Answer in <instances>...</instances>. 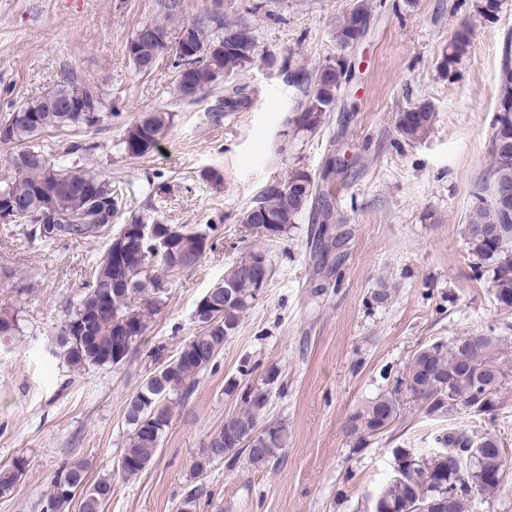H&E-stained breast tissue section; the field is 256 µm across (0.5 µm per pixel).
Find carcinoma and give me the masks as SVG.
I'll list each match as a JSON object with an SVG mask.
<instances>
[{
    "mask_svg": "<svg viewBox=\"0 0 512 512\" xmlns=\"http://www.w3.org/2000/svg\"><path fill=\"white\" fill-rule=\"evenodd\" d=\"M502 0H476V16L490 20L498 15ZM370 18L367 0L339 17L335 28L336 43L345 47L361 35ZM213 22L222 33L211 35L201 22L190 21L192 28L187 59L176 58L175 67H184L180 93L197 94L213 88L223 78L251 66L257 56L255 38L241 42L225 34L244 27L242 23L227 24L213 15ZM471 26L459 27L448 40L439 69L450 78L456 66L471 47ZM160 58L157 45L148 38L137 42L134 66L150 71ZM346 75L340 63H327L317 68L313 90L302 105L298 124L317 128L323 115L336 105ZM72 76L55 84L42 95L15 109L9 121L13 142H23L50 129L92 128L97 125L91 105L104 106L96 88L81 83L80 100L70 98ZM169 115L149 112L129 126L120 146L130 157H144L159 144ZM436 119L434 104L423 99L398 113L396 128L407 141H418L432 130ZM492 165L490 171L491 199L480 201L472 211L461 235L472 260L476 278L488 279L494 300L502 310H512V218L507 217L498 202L501 190L512 192V42L502 49L498 80L497 109L490 132ZM89 146L74 143L67 148L69 164L57 166L43 154L22 150L12 158L14 175L0 184L1 197H14L29 203L33 209L51 204L58 227L66 230L64 237L92 240L111 227L102 209L113 207L118 213L122 191L113 185L112 177L87 171L81 165L82 153ZM304 185L296 193L274 188L264 189L256 204L248 210L243 224L258 238L234 264L224 271V278L206 291L220 303L216 312L194 314L200 330L183 345L178 354L165 359L164 349H153L150 356L159 366L130 397L125 419L130 427L127 443L119 462L125 476H137L155 460L162 438L172 417L171 397L187 399L198 383V377L224 348L246 311L256 297L255 283L243 277V270L260 263L272 268L268 245L296 228V221L309 207L312 198L327 201L324 192L316 193L310 173L296 170L279 182L286 188L291 181ZM159 236L168 243L166 249L154 251L148 243L134 242L123 251L108 244L97 261L91 281L70 307L54 345V354L64 364L78 370L91 367L120 366L126 363L144 341L152 319L166 304L168 282L159 275L148 274L156 267L164 273L181 272L201 262L214 243L203 232L185 225L161 224ZM19 333L17 318L0 317V346L11 342ZM498 336H463L449 343L437 342L418 350L407 368L386 390L368 401L350 418L348 430L358 447L386 433L413 404L428 416L443 417L458 409L476 416H493L498 409V395L506 374L499 355ZM279 373L268 369L257 385L239 389L235 380L228 381L225 391L237 394L241 406L225 417L224 425L208 438L201 452L212 449L221 458L245 455L256 467L267 466L277 459L284 447V423L267 418L273 385ZM440 448L427 455H417L407 448L393 450L395 476L381 491L375 512H466L467 502L474 495L493 497L478 484L484 474L503 469L497 448L501 443L495 434L470 433L450 428L437 436ZM466 448L469 465L452 467L456 449ZM27 460L18 456L8 466L0 467V496L12 493L26 468ZM91 462L78 459L65 466L55 477L46 495L42 512L66 509L70 500L62 490L71 489L80 496L79 512H104L112 498V479L101 478L88 485Z\"/></svg>",
    "mask_w": 512,
    "mask_h": 512,
    "instance_id": "cac0c4a2",
    "label": "carcinoma"
}]
</instances>
